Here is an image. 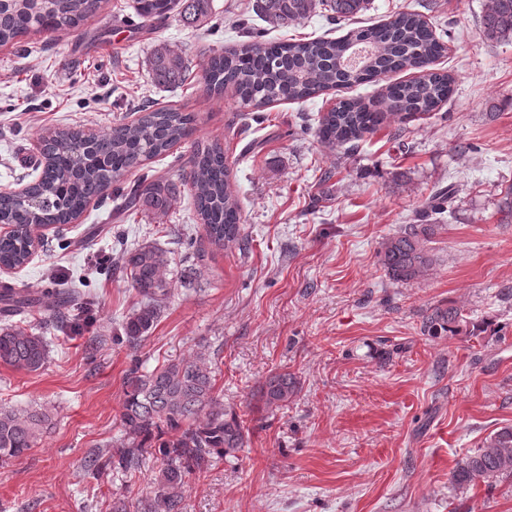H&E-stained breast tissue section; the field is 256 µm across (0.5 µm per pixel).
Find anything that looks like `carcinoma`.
Instances as JSON below:
<instances>
[{"mask_svg":"<svg viewBox=\"0 0 512 512\" xmlns=\"http://www.w3.org/2000/svg\"><path fill=\"white\" fill-rule=\"evenodd\" d=\"M103 3L0 0V44L16 43L32 32L77 29ZM367 4L368 0H257L256 13L275 27H286L325 6L342 23L355 19ZM212 9V0H135L139 18L152 25L174 13L188 25H200ZM480 35L490 42L512 43V0H491L480 22ZM445 52L425 16L411 10L337 38L243 42L210 54L202 64V80L211 92L221 95L229 89L239 104L258 109L279 100L305 101L389 73L419 71L416 78L386 85L382 111L360 99H341L319 118L320 139L352 150L390 116L405 122L448 101L454 78L429 70ZM150 68L157 85L175 87L186 81L190 63L184 53L159 44ZM138 112L135 122L116 121L91 140H80L63 129L42 132L43 162L37 165L38 175L30 187L40 207L29 210L12 190L0 188V224L19 228L71 224L88 203L109 197L121 201L125 211L167 214L181 200V188L188 185L208 245L217 250L246 249L248 237L242 234L241 208L230 189L221 144L193 142L175 180L152 179L144 173L131 186L121 183L123 176L143 170L146 161L193 134L189 113L156 108L149 102ZM454 197L451 184L436 189L419 210L420 223L383 239L378 263L391 280L408 284L427 275L434 261L428 243L439 229L434 216L444 213ZM33 248V241L20 234L0 237V264L23 266ZM168 265L166 252L151 241L127 252L123 269L139 300L113 340L135 350L157 325L175 291L164 276ZM93 309L92 298L74 288L56 292L54 307L43 308L30 294L1 286L0 364L27 374L43 370L49 359L46 330L79 335L93 322ZM15 316L26 318L27 326L12 321ZM462 322L458 309H437L425 319L423 330L432 336L457 332ZM216 370L215 357L204 345L151 371H142V363L133 360L123 382L120 436L116 445L84 458L85 472L94 479L114 470L132 475L140 470L145 449L152 448L160 461L155 495L135 506V512H182V490L188 480L248 443L246 420L224 409L216 392ZM297 389L292 373L274 372L261 386L259 401L266 408H280ZM50 420L45 409L0 405V461L33 448ZM504 477H512V427L485 438L458 462L451 480L461 489L478 481L492 488Z\"/></svg>","mask_w":512,"mask_h":512,"instance_id":"1","label":"carcinoma"}]
</instances>
